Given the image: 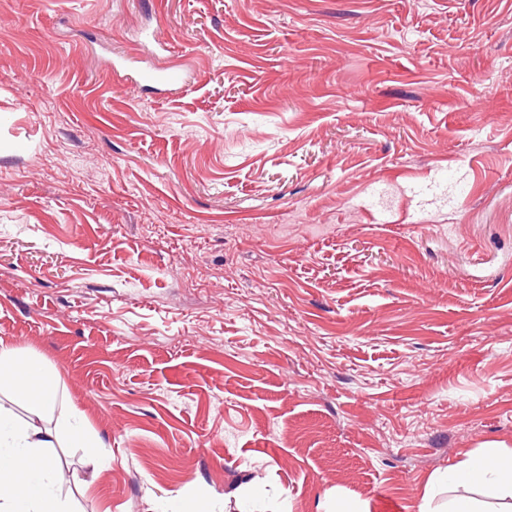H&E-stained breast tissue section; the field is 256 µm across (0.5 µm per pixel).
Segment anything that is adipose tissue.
<instances>
[{"label": "adipose tissue", "mask_w": 512, "mask_h": 512, "mask_svg": "<svg viewBox=\"0 0 512 512\" xmlns=\"http://www.w3.org/2000/svg\"><path fill=\"white\" fill-rule=\"evenodd\" d=\"M35 364L30 353L0 338V392L22 398L30 414L21 420L0 408V445L5 448L0 455V512H74L70 500L55 490L51 449L76 442L86 448L92 466H104L106 460L99 451L100 440L85 436L78 423L44 425L45 415L58 400L59 375L36 371ZM447 477L461 486L484 483L512 497V449L465 453Z\"/></svg>", "instance_id": "obj_1"}]
</instances>
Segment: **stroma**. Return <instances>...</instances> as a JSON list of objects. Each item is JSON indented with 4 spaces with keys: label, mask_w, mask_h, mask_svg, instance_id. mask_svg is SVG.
Wrapping results in <instances>:
<instances>
[{
    "label": "stroma",
    "mask_w": 512,
    "mask_h": 512,
    "mask_svg": "<svg viewBox=\"0 0 512 512\" xmlns=\"http://www.w3.org/2000/svg\"><path fill=\"white\" fill-rule=\"evenodd\" d=\"M0 114L78 512H417L512 448V0H0ZM139 77L141 78L140 84L143 87H149L152 89H157V87H174L176 85L182 84L185 81V78L181 71L179 70H147L142 72Z\"/></svg>",
    "instance_id": "obj_1"
}]
</instances>
